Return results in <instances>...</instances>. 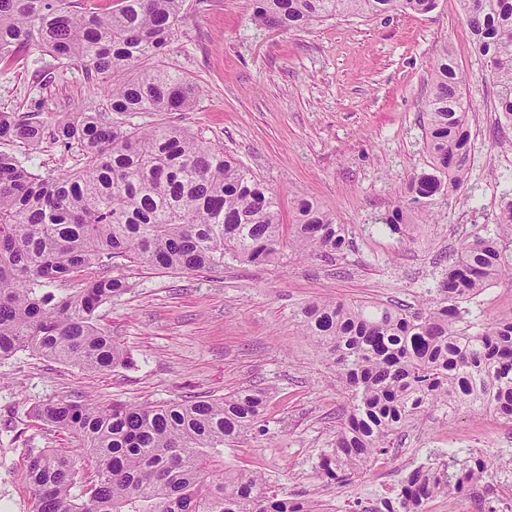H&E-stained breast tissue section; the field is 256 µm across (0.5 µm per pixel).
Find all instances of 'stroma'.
I'll return each instance as SVG.
<instances>
[{
  "label": "stroma",
  "mask_w": 512,
  "mask_h": 512,
  "mask_svg": "<svg viewBox=\"0 0 512 512\" xmlns=\"http://www.w3.org/2000/svg\"><path fill=\"white\" fill-rule=\"evenodd\" d=\"M444 50L470 105V174L429 221L395 233L386 220L428 165L425 101ZM163 60L196 84L193 107L140 112L127 123L176 124L223 146L282 203L316 200L345 226L349 245L331 260L228 259L212 271L120 266L130 289L99 309L97 323L126 365L91 373L26 352L0 364V512H34L23 474L29 449H60L92 470L68 433L37 420L38 405L88 397L160 405L246 385L273 390L266 431L225 447L224 464L259 471L273 488L350 512L356 501L391 494L425 457L459 451L495 457L496 496L511 501L512 424L469 407L402 433L387 459L351 483L322 480L318 458L348 396L295 320L303 305L329 298L419 308L465 237L493 226L512 201V150L499 145L512 129L499 122L459 0H439L427 14L336 17L290 33L256 22L251 0H186ZM103 95L99 79L38 47L0 61V111L35 115L44 128L40 145L2 143L0 151L38 174L79 170L81 153L55 140V124Z\"/></svg>",
  "instance_id": "stroma-1"
}]
</instances>
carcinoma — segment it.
Masks as SVG:
<instances>
[{
  "instance_id": "1",
  "label": "carcinoma",
  "mask_w": 512,
  "mask_h": 512,
  "mask_svg": "<svg viewBox=\"0 0 512 512\" xmlns=\"http://www.w3.org/2000/svg\"><path fill=\"white\" fill-rule=\"evenodd\" d=\"M183 3L115 0L99 12L74 0H0V61L40 46L107 85L101 107L56 126L58 141L82 152L80 171L40 176L0 154V361L28 351L95 373L125 364L96 324L99 308L128 290L124 278L97 274L115 258L202 271L224 266L226 255L258 263L286 248L324 259L344 249V226L311 199L297 198L294 223H283L276 194L223 147L181 127H125L109 117L192 106L193 81L162 61ZM460 4L498 111L512 123V0ZM436 7L437 0H253V17L297 32L336 16ZM468 112L445 48L426 102L430 171L410 183L406 204L387 222L391 230L408 211L428 216L467 180ZM42 131L32 117L0 112L1 139L33 145ZM504 275L512 276V204L493 228L461 243L418 311L324 299L297 313L302 335L336 367L350 398L333 447L320 458L322 476L351 481L435 411L468 405L512 423V315L487 322L461 307ZM270 394L241 386L164 405L44 404L37 418L67 432L94 474L80 475L63 451H30L24 477L34 512H324L315 500L269 490L259 472L224 466V446L264 427ZM494 475L493 461L480 457L459 469L418 468L400 480L397 504L382 499L352 512H424L429 500L463 497Z\"/></svg>"
}]
</instances>
